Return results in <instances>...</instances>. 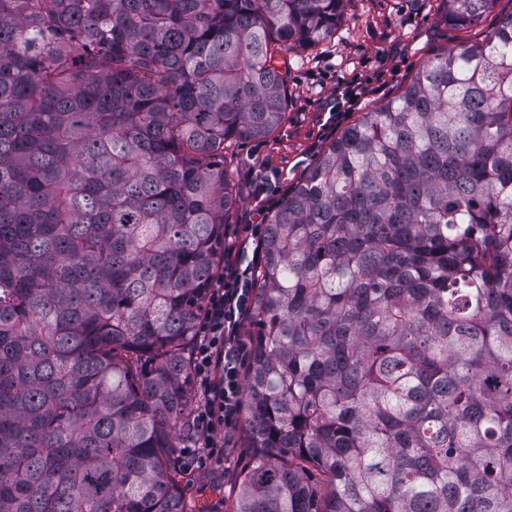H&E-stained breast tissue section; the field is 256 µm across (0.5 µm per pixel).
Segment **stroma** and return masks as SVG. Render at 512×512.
Here are the masks:
<instances>
[{
	"mask_svg": "<svg viewBox=\"0 0 512 512\" xmlns=\"http://www.w3.org/2000/svg\"><path fill=\"white\" fill-rule=\"evenodd\" d=\"M511 10L512 0H498L477 23L453 27L443 0H347L334 34L288 54L283 123L228 153L241 202L225 245L252 243L253 225L266 223L283 191L346 125L396 96L439 49L480 41L497 12ZM261 186L266 194H258ZM255 463L244 429H236L224 461L208 459L186 473L184 496L204 512H233L238 481Z\"/></svg>",
	"mask_w": 512,
	"mask_h": 512,
	"instance_id": "35a3bbf8",
	"label": "stroma"
}]
</instances>
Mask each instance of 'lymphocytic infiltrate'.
Here are the masks:
<instances>
[{"instance_id":"lymphocytic-infiltrate-1","label":"lymphocytic infiltrate","mask_w":512,"mask_h":512,"mask_svg":"<svg viewBox=\"0 0 512 512\" xmlns=\"http://www.w3.org/2000/svg\"><path fill=\"white\" fill-rule=\"evenodd\" d=\"M251 270L242 251L227 249L224 273L211 286L190 359L196 393L181 455L189 464L223 460L240 423L244 395L241 329L251 314Z\"/></svg>"}]
</instances>
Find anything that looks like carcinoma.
<instances>
[{
    "instance_id": "obj_1",
    "label": "carcinoma",
    "mask_w": 512,
    "mask_h": 512,
    "mask_svg": "<svg viewBox=\"0 0 512 512\" xmlns=\"http://www.w3.org/2000/svg\"><path fill=\"white\" fill-rule=\"evenodd\" d=\"M344 9L0 0V512H187L224 150ZM261 249L234 512H512V12L346 126Z\"/></svg>"
}]
</instances>
